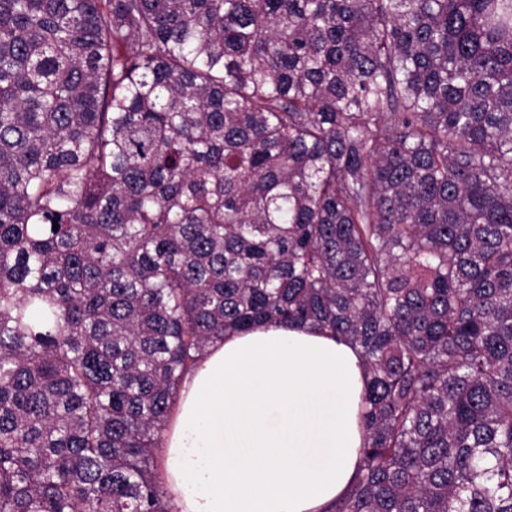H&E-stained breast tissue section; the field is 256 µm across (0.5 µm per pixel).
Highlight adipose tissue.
Here are the masks:
<instances>
[{"label": "adipose tissue", "instance_id": "1", "mask_svg": "<svg viewBox=\"0 0 512 512\" xmlns=\"http://www.w3.org/2000/svg\"><path fill=\"white\" fill-rule=\"evenodd\" d=\"M365 382L350 344L307 325L214 343L164 438L174 512H331L360 465Z\"/></svg>", "mask_w": 512, "mask_h": 512}]
</instances>
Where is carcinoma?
<instances>
[{
    "mask_svg": "<svg viewBox=\"0 0 512 512\" xmlns=\"http://www.w3.org/2000/svg\"><path fill=\"white\" fill-rule=\"evenodd\" d=\"M291 324L367 369L334 512H512V0H0V512H172Z\"/></svg>",
    "mask_w": 512,
    "mask_h": 512,
    "instance_id": "obj_1",
    "label": "carcinoma"
}]
</instances>
